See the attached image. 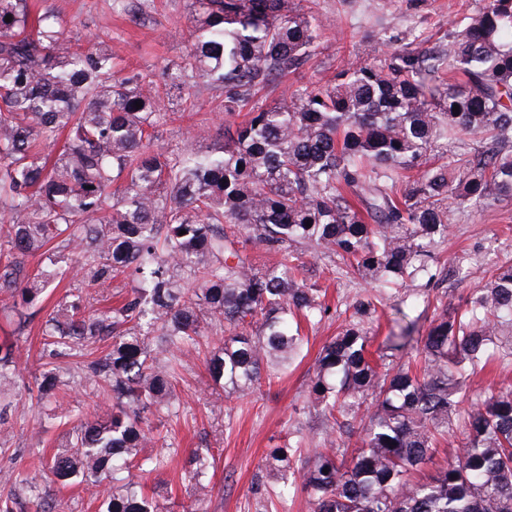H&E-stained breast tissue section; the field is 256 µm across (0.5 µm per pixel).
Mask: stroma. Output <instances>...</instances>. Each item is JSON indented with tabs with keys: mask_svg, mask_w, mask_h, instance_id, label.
<instances>
[{
	"mask_svg": "<svg viewBox=\"0 0 512 512\" xmlns=\"http://www.w3.org/2000/svg\"><path fill=\"white\" fill-rule=\"evenodd\" d=\"M484 0H313L312 10L326 21L317 56L283 79V86L300 87L333 80L355 53L372 46L378 57L389 56L408 43L426 48L446 43L465 17L482 7ZM40 9L58 13L67 21V34L80 43L92 39L112 44L123 73L147 72L164 81V68L184 62L190 23L187 0H36ZM224 103L215 91L201 89L194 104L179 103L167 123L160 126L154 148L168 151L185 139L197 146L213 144L216 132L227 124ZM451 231L436 249L433 280L417 279V305H410L403 290L387 292L377 311L364 323L369 350L379 355L388 336L397 329L400 312L428 328L442 303L470 296L488 279L494 264L512 263V199H503L484 210L449 207ZM340 258L330 254L308 255L300 276L326 288L330 313L321 323L304 327L309 342L284 373L262 380L254 393L236 399L213 389L204 357L197 352L183 359L182 377L176 385L180 398L178 416L153 412L151 427L167 432V464L147 479L148 488L172 493L174 512H186L193 490L186 471L188 457L198 449L209 450L212 492L203 512H258L252 493L268 449L303 440L305 447L322 445V422L302 412L309 378L323 345L348 324L352 302L364 292L360 278L345 275ZM57 284L43 300L16 306L0 300V344L16 349L20 378L13 390V406L0 426V496L13 493L22 478H37L40 459L51 456L74 425L71 411L90 414L105 406L109 397L85 376L91 355L101 354L106 341L92 345L91 355L64 352L52 358L60 376L66 409L47 415L27 385L32 371L41 369V328L55 305L81 287L78 259L63 251L55 265Z\"/></svg>",
	"mask_w": 512,
	"mask_h": 512,
	"instance_id": "1",
	"label": "stroma"
}]
</instances>
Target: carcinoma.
Returning a JSON list of instances; mask_svg holds the SVG:
<instances>
[{"label":"carcinoma","instance_id":"1","mask_svg":"<svg viewBox=\"0 0 512 512\" xmlns=\"http://www.w3.org/2000/svg\"><path fill=\"white\" fill-rule=\"evenodd\" d=\"M300 2L190 0L187 60L166 67L168 88L187 101L203 84L228 115L249 107L203 153L192 142L151 147L170 105L152 75H121L110 44L76 48L58 14L0 0V298L44 293L53 273L24 263L42 249L79 252L88 288L120 274L133 282L112 309L77 293L45 321L50 356L112 337L89 370L110 383L112 404L78 419L40 467L54 484L81 485L101 512H170L161 492H144L166 465L144 449L167 437L143 413H177L182 355L218 327L227 336L205 363L214 384L244 396L263 373L288 370L305 341L294 316L319 322L330 311L325 292L298 278L306 249H325L368 285L309 384L328 447L272 448L261 470L293 480L312 512H512V385L485 395L469 385L491 361L512 362V265L445 305L425 335L402 321L379 365L363 326L385 289L434 278L449 206L512 197V0H489L440 50L365 51L332 84L254 104L316 55L324 23ZM462 134L479 151L450 161ZM248 244L276 262L249 263ZM18 378L13 347L0 345V392ZM32 384L62 406L54 372ZM455 434L447 466L425 474ZM187 464L199 505L209 456L195 451Z\"/></svg>","mask_w":512,"mask_h":512}]
</instances>
